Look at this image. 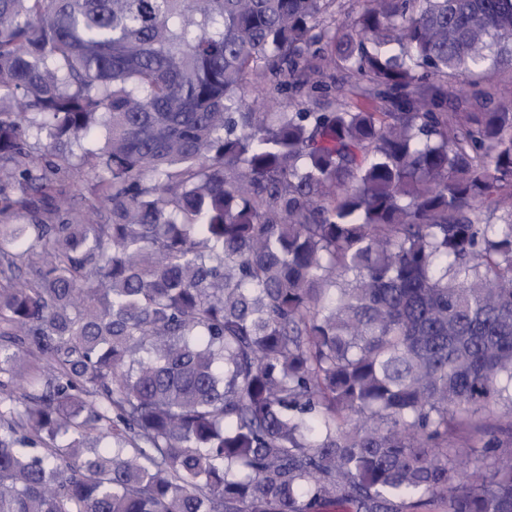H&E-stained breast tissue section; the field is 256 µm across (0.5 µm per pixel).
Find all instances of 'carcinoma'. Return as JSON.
<instances>
[{"label":"carcinoma","mask_w":512,"mask_h":512,"mask_svg":"<svg viewBox=\"0 0 512 512\" xmlns=\"http://www.w3.org/2000/svg\"><path fill=\"white\" fill-rule=\"evenodd\" d=\"M334 3L0 0V217L33 129L110 204L0 224V512H512V109L447 108L512 0ZM336 64L385 111H244ZM367 0H336V33L346 32L354 19L363 11Z\"/></svg>","instance_id":"carcinoma-1"}]
</instances>
